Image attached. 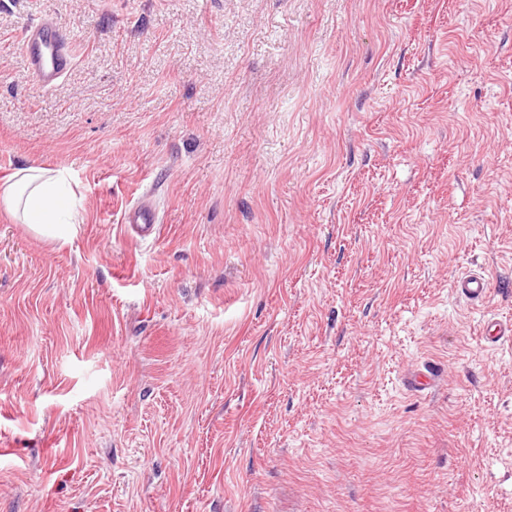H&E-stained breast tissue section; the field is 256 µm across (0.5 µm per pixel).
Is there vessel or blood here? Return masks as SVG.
<instances>
[{
	"label": "vessel or blood",
	"mask_w": 512,
	"mask_h": 512,
	"mask_svg": "<svg viewBox=\"0 0 512 512\" xmlns=\"http://www.w3.org/2000/svg\"><path fill=\"white\" fill-rule=\"evenodd\" d=\"M21 49L28 61V75L43 91L55 89L73 65L72 44L50 21L41 20L30 25L21 38ZM124 224L140 238L155 232V216L150 205L140 202L128 208ZM457 294L470 302L485 301L488 283L483 275L461 276L455 283Z\"/></svg>",
	"instance_id": "1"
}]
</instances>
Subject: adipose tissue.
Instances as JSON below:
<instances>
[{
	"instance_id": "adipose-tissue-1",
	"label": "adipose tissue",
	"mask_w": 512,
	"mask_h": 512,
	"mask_svg": "<svg viewBox=\"0 0 512 512\" xmlns=\"http://www.w3.org/2000/svg\"><path fill=\"white\" fill-rule=\"evenodd\" d=\"M0 205L36 235L56 238L71 231V200L61 173L37 166L17 169L0 181Z\"/></svg>"
}]
</instances>
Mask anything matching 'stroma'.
Wrapping results in <instances>:
<instances>
[{
  "label": "stroma",
  "mask_w": 512,
  "mask_h": 512,
  "mask_svg": "<svg viewBox=\"0 0 512 512\" xmlns=\"http://www.w3.org/2000/svg\"><path fill=\"white\" fill-rule=\"evenodd\" d=\"M28 165L74 230L0 208V512H512V339L479 336L512 321V0H0ZM28 75L43 91H52L73 65L72 44L49 20L30 25L21 38ZM123 222L142 239L151 237L155 232V216L151 206L145 202L128 208L124 213ZM456 293L466 301L483 302L488 295V283L483 275L461 276L455 283Z\"/></svg>",
  "instance_id": "obj_1"
}]
</instances>
